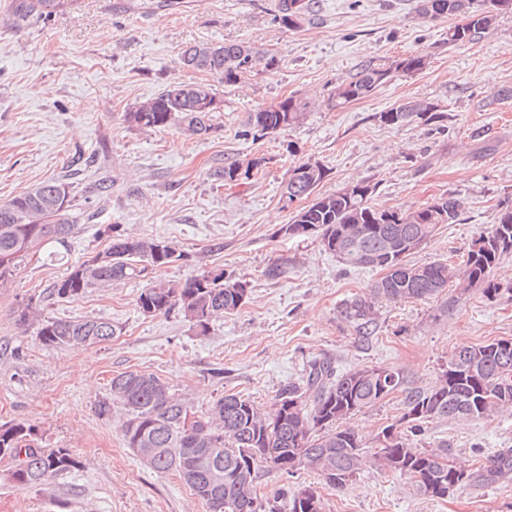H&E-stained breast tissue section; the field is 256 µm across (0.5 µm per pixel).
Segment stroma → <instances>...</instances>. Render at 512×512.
<instances>
[{
	"label": "stroma",
	"mask_w": 512,
	"mask_h": 512,
	"mask_svg": "<svg viewBox=\"0 0 512 512\" xmlns=\"http://www.w3.org/2000/svg\"><path fill=\"white\" fill-rule=\"evenodd\" d=\"M13 3L0 0V203L43 181H65L76 229L64 258L28 256L0 288V424H31L44 446L70 449L81 465L29 488L9 480L13 463L0 457V512H207L177 476L140 463L119 417L96 414L118 373L155 374L200 410L231 393L264 407L314 358L341 372L397 368L405 389H427L454 347L512 338V254L492 273L497 299L475 287L456 302L446 294L383 300L364 338L340 310L381 270L345 266L319 238L281 231L303 206L284 198L288 171L310 159L328 169L321 195L368 181L380 207L460 198L457 221L438 225L411 259L461 264L499 204L512 202V13L480 38L452 45L451 19L424 21L419 0H314L293 29L278 24V0H76L47 19L14 17ZM227 40L276 56L278 66L259 63L242 83L218 86L214 132L197 137L124 121L170 82H210L208 73L183 70L179 54L193 43ZM412 52L427 57L421 73H394L370 96L328 107L336 84L366 61ZM289 96L304 104L303 119L253 137L251 113ZM416 98L444 106L445 129L378 121L379 112ZM252 158L265 159L264 175L217 180L225 163ZM116 232L179 246L183 259L155 278L182 281L220 269L249 282L246 303L200 336L179 311L143 314L140 280L58 299L54 283L105 251ZM274 264L283 272L271 278ZM30 306L38 318L18 325ZM48 318H102L116 334L82 349L46 347L37 332ZM403 398L392 394L345 425L374 446L403 414ZM442 441L453 464L478 468L512 449V415L430 424L423 446ZM287 485L315 488L326 512H512V474L472 482L444 500L371 465L340 491L309 471L290 477L265 467L258 475L261 495Z\"/></svg>",
	"instance_id": "obj_1"
}]
</instances>
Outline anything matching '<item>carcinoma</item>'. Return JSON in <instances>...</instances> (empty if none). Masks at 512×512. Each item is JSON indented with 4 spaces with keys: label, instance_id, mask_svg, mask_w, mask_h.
<instances>
[{
    "label": "carcinoma",
    "instance_id": "obj_1",
    "mask_svg": "<svg viewBox=\"0 0 512 512\" xmlns=\"http://www.w3.org/2000/svg\"><path fill=\"white\" fill-rule=\"evenodd\" d=\"M74 2L16 0L15 10L50 18ZM312 7V0H281L278 23L293 28ZM501 13L496 0H421L419 7V14L430 20L461 17V22L448 27V42L453 44L487 32ZM259 60L252 47L231 41L189 45L180 56L183 68L206 72L227 86L240 83ZM426 65V56L419 52L369 60L336 86L329 104L343 107L370 95L393 73L415 75ZM216 98L210 83L174 81L124 118L140 127L174 126L189 135H207L214 129L216 108L208 109L204 103ZM303 117L301 103L288 96L253 112L250 126L254 136L263 137L285 131ZM377 119L386 125L420 123L442 130L448 114L435 101L416 99L379 113ZM262 165L261 159L232 161L216 176L230 185L250 178ZM326 176L327 168L318 161L296 164L285 187L288 199L313 194ZM375 191L376 186L359 182L318 196L282 227L290 237H319L323 247L349 267L385 272L368 294L344 304L343 320L366 335L375 323L378 300L433 299L451 283L462 295L477 286L490 301L499 295L491 273L502 256L512 253L511 205H500L491 227L472 241L463 268L443 261L418 265L407 261L414 253L411 241H425L437 225L454 223L462 201L448 196L418 209L379 208L371 203ZM72 202L69 184L50 180L0 204V288L7 286L13 269L35 247L54 245V258L68 249L74 233L67 217ZM182 258L183 252L167 240L116 234L106 251L74 267L54 284L53 292L61 300L77 298L91 288L145 278ZM248 292L246 280L226 279L222 270L207 271L178 282L154 280L142 288L136 303L147 315L176 309L204 336L215 318L242 306ZM114 333L112 322L101 318L49 319L42 321L38 339L47 347L80 349L109 340ZM403 384L398 369L374 366L339 372L327 360H314L303 379L281 387L268 407L232 393L200 412L190 399L171 393L157 375L128 371L112 377L109 395L97 402L95 412L106 417L112 409H120L127 447L137 456L151 449L148 468L174 473L209 512H324L323 499L311 486L285 488L272 498L260 495L257 479L264 466L288 476L313 470L338 490L360 474L369 455L379 470L408 477L420 494L435 499L448 497L476 477L492 483L512 472V453H498L472 473L448 464V444L420 448L410 442L424 435L433 422L512 413V338L456 348L433 387L406 394L405 413L382 429L377 446L367 453L358 435L343 423L402 390ZM0 448L14 449V460L24 457L10 473L11 481L21 486H43L52 475L79 465L67 448L42 447L36 429L25 422L0 425Z\"/></svg>",
    "mask_w": 512,
    "mask_h": 512
}]
</instances>
